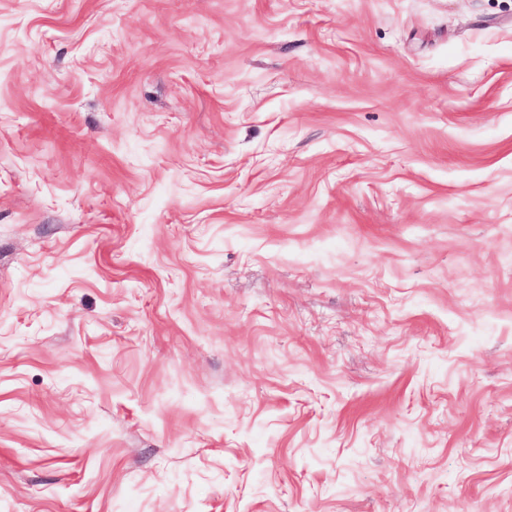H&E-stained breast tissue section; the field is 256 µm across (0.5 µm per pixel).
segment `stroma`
<instances>
[{"label": "stroma", "instance_id": "1", "mask_svg": "<svg viewBox=\"0 0 512 512\" xmlns=\"http://www.w3.org/2000/svg\"><path fill=\"white\" fill-rule=\"evenodd\" d=\"M0 512H512V0H0Z\"/></svg>", "mask_w": 512, "mask_h": 512}]
</instances>
